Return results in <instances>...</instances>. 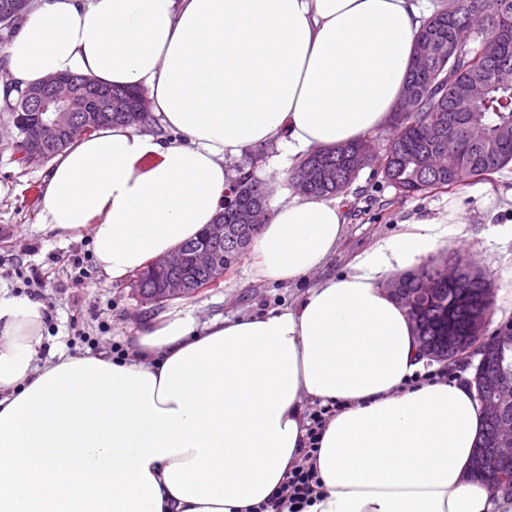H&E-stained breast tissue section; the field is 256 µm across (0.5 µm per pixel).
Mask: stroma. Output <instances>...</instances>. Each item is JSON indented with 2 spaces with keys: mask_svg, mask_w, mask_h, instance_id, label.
<instances>
[{
  "mask_svg": "<svg viewBox=\"0 0 512 512\" xmlns=\"http://www.w3.org/2000/svg\"><path fill=\"white\" fill-rule=\"evenodd\" d=\"M13 135L8 115L0 110V282L20 296L36 289L52 318L42 329L43 357L108 353L116 343L134 350L138 332L165 314L203 323L296 306L307 288L340 276L355 256L422 223L446 231L436 255L456 247L486 270L494 283V323L512 318V168L461 190L403 197L377 167H367L341 195L343 235L316 273L293 283L262 279L247 254L219 286L152 306L136 294L133 277L112 281L100 271L89 238L64 236L44 225L41 193L48 165L16 162ZM230 166L252 167L268 188L269 204L294 195L292 164L279 145L264 146L258 158L245 153ZM76 256L83 257V265L73 264Z\"/></svg>",
  "mask_w": 512,
  "mask_h": 512,
  "instance_id": "35a3bbf8",
  "label": "stroma"
}]
</instances>
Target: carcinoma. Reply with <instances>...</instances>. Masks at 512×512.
Returning a JSON list of instances; mask_svg holds the SVG:
<instances>
[{
	"label": "carcinoma",
	"instance_id": "cac0c4a2",
	"mask_svg": "<svg viewBox=\"0 0 512 512\" xmlns=\"http://www.w3.org/2000/svg\"><path fill=\"white\" fill-rule=\"evenodd\" d=\"M486 34L498 37L502 43L499 62L512 65V0H472L470 10L464 12L457 0L440 4L417 36L419 41L431 37L439 54L429 74L422 75L414 68L407 81L419 91L420 111L408 115L393 112L394 135L383 153L371 154L360 163L356 143L323 148L301 157L289 179L307 169L331 165L344 177L338 182L311 184L309 195L336 196L347 189L362 169L375 164L399 193L417 196L436 189L460 190L512 166V87L492 82L495 64L486 63L480 68L467 64ZM474 80L486 84L484 98L469 112L448 111L453 95L464 91ZM104 90L125 104L138 103L143 112L137 121L129 120L125 112H114L111 118L94 125L92 131L105 125L137 128L153 121L142 89L106 86ZM471 124L483 128L482 143L474 144L467 138L466 127ZM90 132L75 124L63 140L46 149V159H52ZM234 182L241 184L242 192L224 206L226 224L239 223L242 211L267 202V188L253 173L240 169ZM384 287L406 308L412 302L421 304V310L412 317L416 336L438 360L456 357L460 345H472L471 337L476 332L469 328L470 314L475 312L493 319V296L487 293L492 288L489 277L460 253L429 259L413 270L390 277ZM499 368L512 371V348L504 357L495 350L482 348L475 374L481 375L484 394L493 393L494 374ZM494 445L493 427L486 419L475 454L476 472L485 481L499 466L489 456V448Z\"/></svg>",
	"mask_w": 512,
	"mask_h": 512
}]
</instances>
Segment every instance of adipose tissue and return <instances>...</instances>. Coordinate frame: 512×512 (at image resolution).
I'll return each instance as SVG.
<instances>
[{
	"instance_id": "adipose-tissue-1",
	"label": "adipose tissue",
	"mask_w": 512,
	"mask_h": 512,
	"mask_svg": "<svg viewBox=\"0 0 512 512\" xmlns=\"http://www.w3.org/2000/svg\"><path fill=\"white\" fill-rule=\"evenodd\" d=\"M427 15L418 0H39L5 50L10 81L135 85L177 135L107 126L74 141L44 181L47 226L89 236L111 280L146 267L213 222L245 151L304 155L386 126ZM344 211L280 201L252 242L257 274L319 270ZM440 236L411 225L293 308L165 317L119 362L43 360L42 304L0 283V512H252L301 463L308 406L330 401L343 409L311 512H512V491L471 478L474 388L409 385L427 358L382 285Z\"/></svg>"
}]
</instances>
